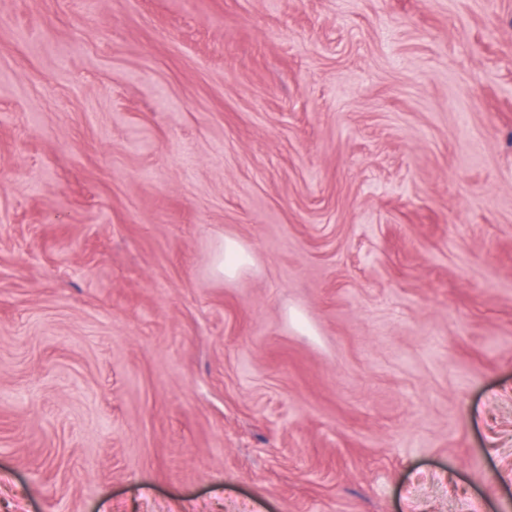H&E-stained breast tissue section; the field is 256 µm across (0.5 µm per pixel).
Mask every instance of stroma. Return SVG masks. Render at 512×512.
<instances>
[{"label": "stroma", "instance_id": "stroma-1", "mask_svg": "<svg viewBox=\"0 0 512 512\" xmlns=\"http://www.w3.org/2000/svg\"><path fill=\"white\" fill-rule=\"evenodd\" d=\"M0 512H512V0H0ZM251 261L250 253L238 241L225 238L223 250L214 259V270L218 275L230 279Z\"/></svg>", "mask_w": 512, "mask_h": 512}]
</instances>
